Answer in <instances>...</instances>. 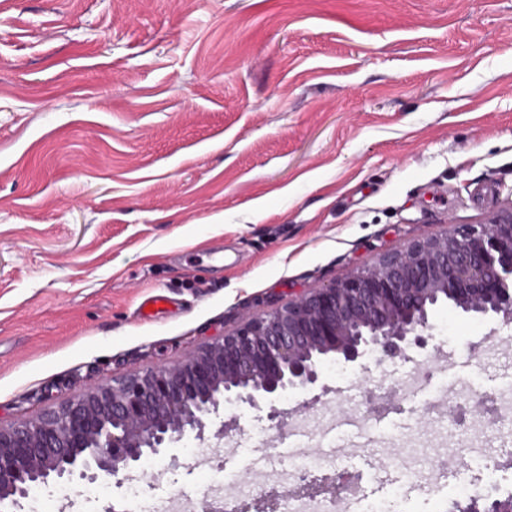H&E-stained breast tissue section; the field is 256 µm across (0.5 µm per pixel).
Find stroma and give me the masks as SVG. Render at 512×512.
I'll list each match as a JSON object with an SVG mask.
<instances>
[{
	"instance_id": "obj_1",
	"label": "stroma",
	"mask_w": 512,
	"mask_h": 512,
	"mask_svg": "<svg viewBox=\"0 0 512 512\" xmlns=\"http://www.w3.org/2000/svg\"><path fill=\"white\" fill-rule=\"evenodd\" d=\"M510 201L512 0H0V424ZM432 323L408 357L225 405L223 437L156 461L148 512L288 495L300 427L362 486L411 469L404 512L466 504L451 468L512 494V428L471 409L512 383V323ZM344 412L360 436L329 431Z\"/></svg>"
}]
</instances>
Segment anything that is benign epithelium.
<instances>
[{"label":"benign epithelium","mask_w":512,"mask_h":512,"mask_svg":"<svg viewBox=\"0 0 512 512\" xmlns=\"http://www.w3.org/2000/svg\"><path fill=\"white\" fill-rule=\"evenodd\" d=\"M512 320V202L483 223L413 240L349 275L302 293L217 336L187 359L134 370L36 418L0 426V507L21 512L37 484L93 483L166 455L226 403L257 407L320 381L337 358L403 357L426 345L439 304ZM347 489L344 475L304 476L295 499ZM512 512V496L482 510Z\"/></svg>","instance_id":"1"}]
</instances>
